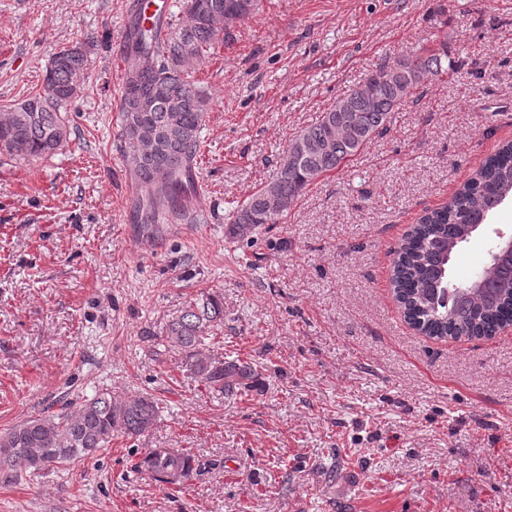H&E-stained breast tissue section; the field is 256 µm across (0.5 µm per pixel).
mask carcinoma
<instances>
[{
	"mask_svg": "<svg viewBox=\"0 0 512 512\" xmlns=\"http://www.w3.org/2000/svg\"><path fill=\"white\" fill-rule=\"evenodd\" d=\"M260 0H182L179 12L152 22L136 15L126 33L132 60L121 88V136L129 145L126 161L144 191L142 223L194 221L197 153L210 97L191 79L194 64L220 41L219 26L244 20ZM42 91L7 107L0 120V150L23 160L56 154L72 133L68 108L76 79L92 80V59L84 46L54 53ZM444 42L434 49L401 56L368 75L336 100L315 125L288 142L272 178L230 217L226 236L244 238L264 224H275L303 192L339 169L387 130L391 112L413 97L425 79L448 71ZM283 202L275 210L270 196ZM512 201V141L500 145L474 176L442 206L428 210L395 252L392 278L407 320L433 338L492 337L512 325V254H498L496 287L484 291L452 273L457 249ZM224 325V298L203 293L184 305L165 329L169 348L178 351L191 375L215 392L248 391L256 370L248 363L205 355L202 349ZM159 403L147 394L115 397L98 391L72 406L26 419L0 435V471L11 476L38 472L84 458L109 447L118 436L148 431ZM194 457L174 448H149L136 468L167 483L170 472L189 479Z\"/></svg>",
	"mask_w": 512,
	"mask_h": 512,
	"instance_id": "carcinoma-1",
	"label": "carcinoma"
}]
</instances>
